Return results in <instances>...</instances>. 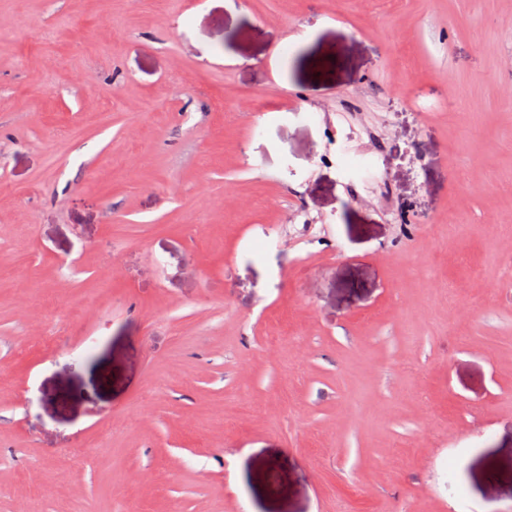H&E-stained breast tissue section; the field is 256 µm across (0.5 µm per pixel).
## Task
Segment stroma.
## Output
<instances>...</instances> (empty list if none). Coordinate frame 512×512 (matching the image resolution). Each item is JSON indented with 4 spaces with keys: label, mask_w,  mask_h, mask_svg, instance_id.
Returning <instances> with one entry per match:
<instances>
[{
    "label": "stroma",
    "mask_w": 512,
    "mask_h": 512,
    "mask_svg": "<svg viewBox=\"0 0 512 512\" xmlns=\"http://www.w3.org/2000/svg\"><path fill=\"white\" fill-rule=\"evenodd\" d=\"M511 278L512 0H0V512H512Z\"/></svg>",
    "instance_id": "obj_1"
}]
</instances>
